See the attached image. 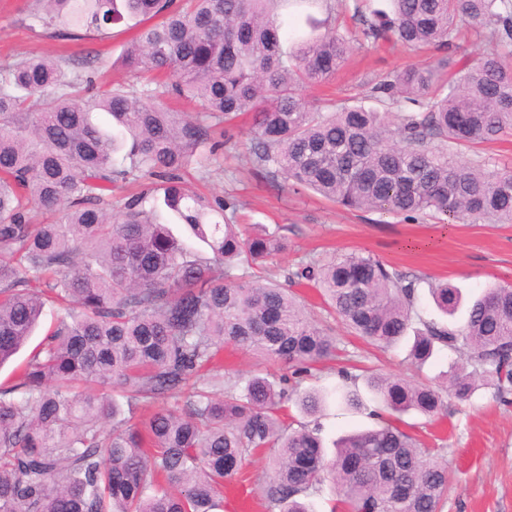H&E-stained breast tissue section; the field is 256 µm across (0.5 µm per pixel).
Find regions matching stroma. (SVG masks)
Returning <instances> with one entry per match:
<instances>
[{"instance_id": "stroma-1", "label": "stroma", "mask_w": 512, "mask_h": 512, "mask_svg": "<svg viewBox=\"0 0 512 512\" xmlns=\"http://www.w3.org/2000/svg\"><path fill=\"white\" fill-rule=\"evenodd\" d=\"M31 0H0V62L29 55H62L73 60L88 56L102 61L104 81L135 82L123 66L132 32L127 24L112 29L105 41L62 40L47 34L29 17ZM355 0H332L329 10L293 6L282 9L286 29L305 32L310 22H329L343 33L356 29ZM441 51L403 47H374L354 41L353 51L335 76L322 85H309L301 94L309 103L324 96L336 99L363 97L380 74L405 67H423L441 58ZM192 187L233 200L240 224L288 228V250L280 266L294 268L312 260H329L337 254L367 252L402 271L459 288L464 299L480 295L494 284L512 283V224L490 221L445 223L427 217L415 222L375 212L349 211L308 190L279 188L255 175L243 149H222L213 156L206 180ZM341 353L325 362L303 387L329 389L340 368L353 373L369 369L404 379L439 384L453 356L440 351L424 366L407 359V343L389 351L373 348L333 322ZM325 443L354 430L373 426L367 416L346 411L329 402L319 418ZM401 426L433 448L437 461L446 465L452 489L442 512H512V403L495 401L490 389H478L471 399L448 402V416L430 421L415 413L404 415ZM272 452L249 458L224 500V512H265L256 494L269 471Z\"/></svg>"}]
</instances>
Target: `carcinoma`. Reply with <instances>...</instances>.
<instances>
[{
    "label": "carcinoma",
    "mask_w": 512,
    "mask_h": 512,
    "mask_svg": "<svg viewBox=\"0 0 512 512\" xmlns=\"http://www.w3.org/2000/svg\"><path fill=\"white\" fill-rule=\"evenodd\" d=\"M286 3L33 0V21L68 38L107 39L135 21L124 62L150 79L97 89L69 59L0 63V365L46 305L57 310L17 380L0 386V512H215L224 485L267 448L279 457L258 490L266 512H311L326 485L334 512H441L448 469L396 421L442 415L443 389L366 375L379 423L330 456L319 428L282 418L292 401L322 412L326 396L300 379L337 350L290 292L301 279L379 349L409 338L413 365L443 349L459 355L446 381L458 400L481 387L512 394L511 284L487 289L460 321L458 288L428 284L445 322L416 310L424 278L370 253L262 281L250 270L288 249L284 228L250 232L227 216L228 200L185 186L223 144L220 125L248 112L251 164L270 183L408 221L512 224V171L457 151L512 132V0H392L390 14L355 4L365 40L451 52L436 67L379 77L373 107L305 101L302 88L328 80L351 45L330 28L282 51ZM459 21L490 26L489 48L454 60ZM173 96L202 112L167 110L160 99ZM98 111L112 129L93 122ZM144 180L146 190L112 204L113 189ZM35 210L55 220L34 224ZM173 221L210 254L175 237ZM227 342L291 376L224 379L215 365ZM338 378L340 403L368 410L360 375L343 368ZM168 398L183 407L137 417Z\"/></svg>",
    "instance_id": "obj_1"
}]
</instances>
